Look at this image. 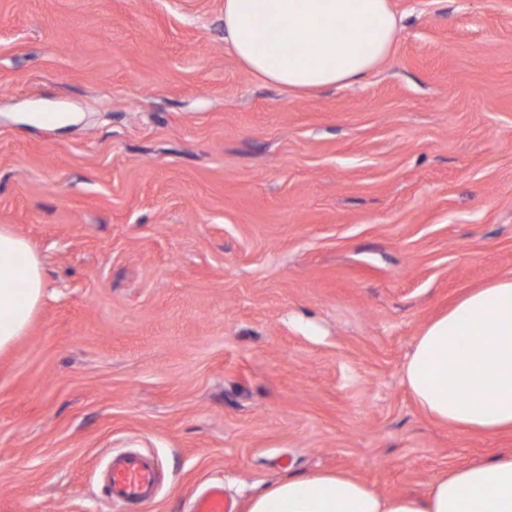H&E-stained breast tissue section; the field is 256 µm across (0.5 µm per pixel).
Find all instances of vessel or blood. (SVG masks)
<instances>
[{
	"mask_svg": "<svg viewBox=\"0 0 512 512\" xmlns=\"http://www.w3.org/2000/svg\"><path fill=\"white\" fill-rule=\"evenodd\" d=\"M157 485L156 464L149 456L122 453L111 457L103 471L102 486L113 502H151ZM192 512H230L223 486H209L195 499Z\"/></svg>",
	"mask_w": 512,
	"mask_h": 512,
	"instance_id": "obj_1",
	"label": "vessel or blood"
}]
</instances>
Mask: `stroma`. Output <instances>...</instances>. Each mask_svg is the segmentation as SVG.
I'll return each instance as SVG.
<instances>
[{"label": "stroma", "mask_w": 512, "mask_h": 512, "mask_svg": "<svg viewBox=\"0 0 512 512\" xmlns=\"http://www.w3.org/2000/svg\"><path fill=\"white\" fill-rule=\"evenodd\" d=\"M391 3L390 56L298 96L240 64L224 0H0V225L46 278L0 354V512H189L209 482L245 512L336 470L422 496L512 451L402 382L512 276V0ZM128 451L151 503L102 493Z\"/></svg>", "instance_id": "1"}]
</instances>
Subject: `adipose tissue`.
I'll use <instances>...</instances> for the list:
<instances>
[{
    "label": "adipose tissue",
    "mask_w": 512,
    "mask_h": 512,
    "mask_svg": "<svg viewBox=\"0 0 512 512\" xmlns=\"http://www.w3.org/2000/svg\"><path fill=\"white\" fill-rule=\"evenodd\" d=\"M278 26L270 38L265 24ZM391 0H224V38L255 77L296 95L362 82L392 52ZM24 266H17V258ZM45 296L39 255L0 226V353ZM403 382L427 415L463 431L512 430V277L476 288L417 336ZM247 512H512V453L438 472L424 497L383 496L351 475L291 474Z\"/></svg>",
    "instance_id": "1"
}]
</instances>
